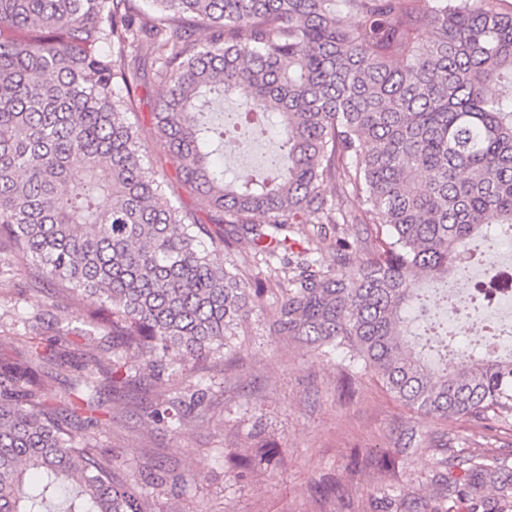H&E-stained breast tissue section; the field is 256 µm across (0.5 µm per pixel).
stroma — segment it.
I'll return each mask as SVG.
<instances>
[{
	"label": "stroma",
	"instance_id": "1",
	"mask_svg": "<svg viewBox=\"0 0 512 512\" xmlns=\"http://www.w3.org/2000/svg\"><path fill=\"white\" fill-rule=\"evenodd\" d=\"M164 89L146 82L135 122L145 164L163 167L170 191L201 222V201L183 192L153 132ZM0 258H10L8 249ZM0 282V349L24 355L33 332L53 337L79 326L88 297L44 290L42 312L20 297L33 270L11 260ZM277 291H268L231 338L236 351L172 374L144 371L117 389H102L110 419L98 437L117 469L152 490L156 512H436L443 500L435 475L468 454L512 457V423L488 425L410 409L369 372L348 374L339 354L275 334ZM205 388L206 399L178 430L145 420L162 401Z\"/></svg>",
	"mask_w": 512,
	"mask_h": 512
}]
</instances>
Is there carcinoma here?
<instances>
[{"mask_svg":"<svg viewBox=\"0 0 512 512\" xmlns=\"http://www.w3.org/2000/svg\"><path fill=\"white\" fill-rule=\"evenodd\" d=\"M146 59L166 91L155 133L208 224L143 163L130 115ZM226 99L229 123L214 112ZM273 118L264 174L224 180L225 146ZM348 224L374 236L351 241ZM477 236L512 238L501 0H0V242L35 267L36 290L96 297L76 334L112 338L68 409L39 373L69 366L57 342L0 358V512H152V492L97 451L107 419L79 438L72 416L97 410L104 379L223 352L272 284L275 333L362 363L420 413L512 419V356L450 362L432 327ZM242 243L281 267L251 280L217 259ZM497 294L477 283L471 298ZM204 399L163 402L150 423L176 430ZM438 481L446 512H512V460L470 455Z\"/></svg>","mask_w":512,"mask_h":512,"instance_id":"obj_1","label":"carcinoma"}]
</instances>
